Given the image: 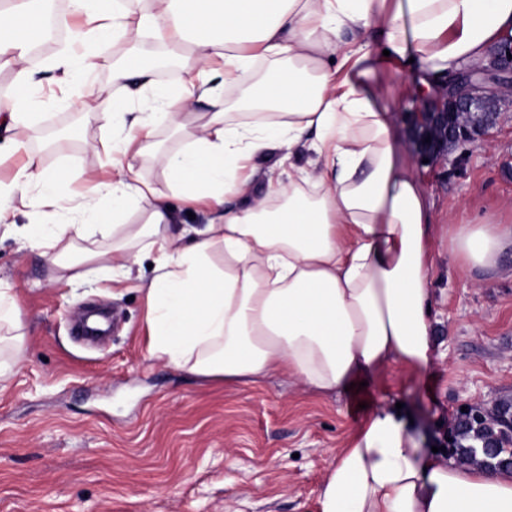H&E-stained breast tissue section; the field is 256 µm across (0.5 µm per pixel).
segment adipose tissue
Masks as SVG:
<instances>
[{"mask_svg":"<svg viewBox=\"0 0 512 512\" xmlns=\"http://www.w3.org/2000/svg\"><path fill=\"white\" fill-rule=\"evenodd\" d=\"M69 13L85 18L80 42L124 48L112 100L80 97L84 118L112 131V178L74 191L75 172L44 167L12 138L31 121L23 65L44 14L39 0H0V62L21 68L14 91L0 97V152L25 156L0 180V224L14 223L19 195L62 215L28 233L49 256L111 197L110 250L84 249L64 264L67 280L101 270L108 256L129 269L153 255L148 353L196 375L256 381L281 372L340 393L392 364L430 365L432 217L373 78L386 61L398 77L417 70L424 87L430 76L484 62L512 36V0H69ZM348 32L373 33L375 48L346 45ZM159 47L187 73L177 87L155 82L149 58ZM134 100L148 109L130 111ZM201 103L209 110L191 125ZM162 125L182 148L161 150ZM307 136L320 170L245 199L253 157L293 150ZM145 157L164 168L166 189L136 176ZM172 195L211 210L183 245L169 232ZM131 212L138 223H126ZM511 249V224L451 227L461 267L496 268ZM319 503L321 512H512V469L426 454L381 408L337 454Z\"/></svg>","mask_w":512,"mask_h":512,"instance_id":"ef3b65f1","label":"adipose tissue"}]
</instances>
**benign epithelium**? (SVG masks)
Instances as JSON below:
<instances>
[{
  "instance_id": "obj_1",
  "label": "benign epithelium",
  "mask_w": 512,
  "mask_h": 512,
  "mask_svg": "<svg viewBox=\"0 0 512 512\" xmlns=\"http://www.w3.org/2000/svg\"><path fill=\"white\" fill-rule=\"evenodd\" d=\"M509 52L512 39L492 49L484 63L411 101L408 114L421 158L447 156L456 145L485 137L500 121L502 90L512 87Z\"/></svg>"
}]
</instances>
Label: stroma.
Returning a JSON list of instances; mask_svg holds the SVG:
<instances>
[{
  "label": "stroma",
  "mask_w": 512,
  "mask_h": 512,
  "mask_svg": "<svg viewBox=\"0 0 512 512\" xmlns=\"http://www.w3.org/2000/svg\"><path fill=\"white\" fill-rule=\"evenodd\" d=\"M48 62L30 66L37 118L17 137L45 167L103 173L108 133L97 125H81L78 145L42 144L76 110ZM376 83L435 223L432 365H391L339 395L280 373L243 383L173 368L148 354L152 270L134 266L119 284L106 271L67 282L25 245L29 225L46 216L18 204L15 225L0 224V286L25 336L19 351L0 344L12 367L0 379V512H319L337 453L372 411L397 408L429 449L446 445L462 407L512 403V257L471 273L448 249L450 225L512 224V113L481 141L426 163L408 101L387 72Z\"/></svg>",
  "instance_id": "obj_1"
}]
</instances>
